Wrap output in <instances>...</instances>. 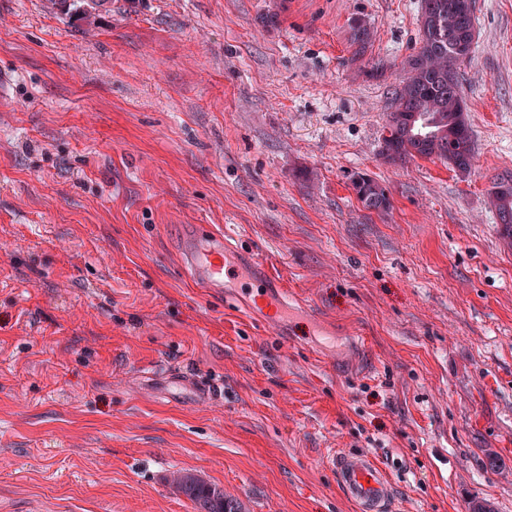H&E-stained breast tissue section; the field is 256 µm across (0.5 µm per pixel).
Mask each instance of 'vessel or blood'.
Here are the masks:
<instances>
[{
    "instance_id": "obj_1",
    "label": "vessel or blood",
    "mask_w": 512,
    "mask_h": 512,
    "mask_svg": "<svg viewBox=\"0 0 512 512\" xmlns=\"http://www.w3.org/2000/svg\"><path fill=\"white\" fill-rule=\"evenodd\" d=\"M182 256L186 267L208 288H240L255 283L247 294L248 308L264 301L269 281L264 275L251 272L228 234H211L202 239H189ZM326 464L336 474L344 496L354 504L356 512H392L394 484L377 462L362 453L332 454Z\"/></svg>"
}]
</instances>
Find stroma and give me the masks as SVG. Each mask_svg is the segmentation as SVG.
<instances>
[{
  "instance_id": "obj_1",
  "label": "stroma",
  "mask_w": 512,
  "mask_h": 512,
  "mask_svg": "<svg viewBox=\"0 0 512 512\" xmlns=\"http://www.w3.org/2000/svg\"><path fill=\"white\" fill-rule=\"evenodd\" d=\"M475 154L387 162L420 0H0V512H512V0H474ZM365 30V42L355 38ZM365 174L386 212L352 189ZM225 230L294 298L254 318L178 249ZM52 2L58 6L59 10L63 14L69 15L70 17L74 16L75 18L87 23L94 22L98 12L106 4V0H97L95 2V7L93 8L95 13L92 15L88 13L87 9H85V6L88 5L87 0H53ZM506 174L508 181L498 183V179ZM496 177L487 190L491 204L497 213L498 224L508 227V238H512V171L505 172ZM357 180L362 183L357 185ZM352 187L364 208L380 212L390 209L391 202L385 188L367 175L355 176L352 180ZM326 464L336 473L337 484L357 512H392L394 484L372 457L333 452ZM175 491L190 500L196 512H242L240 502L224 495V487L189 471H178L171 480Z\"/></svg>"
}]
</instances>
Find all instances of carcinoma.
<instances>
[{
  "mask_svg": "<svg viewBox=\"0 0 512 512\" xmlns=\"http://www.w3.org/2000/svg\"><path fill=\"white\" fill-rule=\"evenodd\" d=\"M59 10L92 23L87 0H53ZM421 45L408 62V73L396 92L386 124L389 163L414 158L439 159L457 170L471 165L474 140L467 107L459 95L458 65L472 53L475 40L472 0H422ZM508 181H493L487 190L498 223L512 238V171ZM357 199L368 210L385 212L390 198L378 182L366 175L354 177ZM175 491L190 500L195 512H242L240 502L224 495V487L189 471L173 475Z\"/></svg>",
  "mask_w": 512,
  "mask_h": 512,
  "instance_id": "1",
  "label": "carcinoma"
}]
</instances>
